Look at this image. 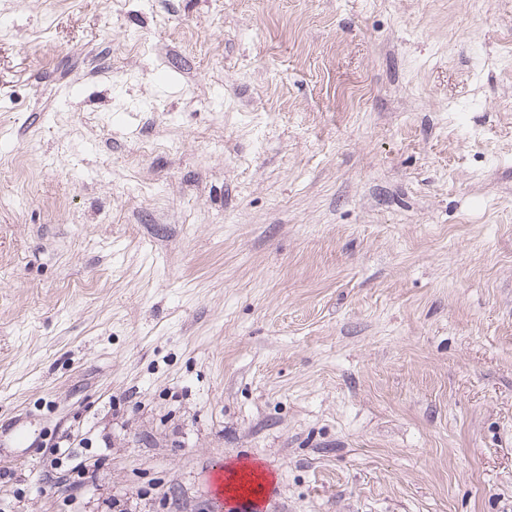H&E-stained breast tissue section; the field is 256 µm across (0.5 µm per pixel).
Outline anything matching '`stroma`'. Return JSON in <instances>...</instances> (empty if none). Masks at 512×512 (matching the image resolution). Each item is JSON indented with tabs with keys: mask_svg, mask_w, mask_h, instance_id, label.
I'll return each instance as SVG.
<instances>
[{
	"mask_svg": "<svg viewBox=\"0 0 512 512\" xmlns=\"http://www.w3.org/2000/svg\"><path fill=\"white\" fill-rule=\"evenodd\" d=\"M0 512H512V0H0Z\"/></svg>",
	"mask_w": 512,
	"mask_h": 512,
	"instance_id": "obj_1",
	"label": "stroma"
}]
</instances>
